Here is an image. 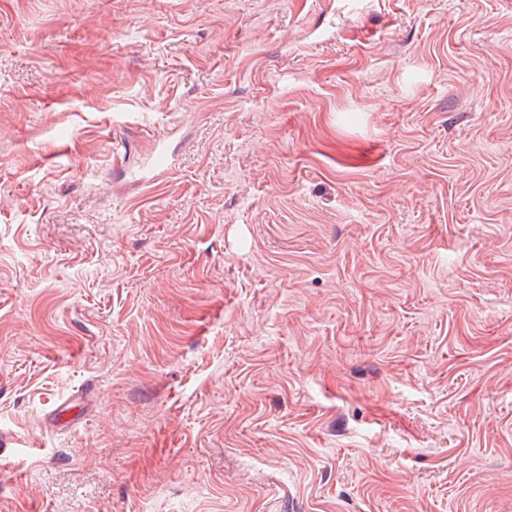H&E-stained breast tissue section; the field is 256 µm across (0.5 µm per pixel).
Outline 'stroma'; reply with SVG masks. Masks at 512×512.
Listing matches in <instances>:
<instances>
[{
    "mask_svg": "<svg viewBox=\"0 0 512 512\" xmlns=\"http://www.w3.org/2000/svg\"><path fill=\"white\" fill-rule=\"evenodd\" d=\"M0 436V512H512V0H0Z\"/></svg>",
    "mask_w": 512,
    "mask_h": 512,
    "instance_id": "35a3bbf8",
    "label": "stroma"
}]
</instances>
